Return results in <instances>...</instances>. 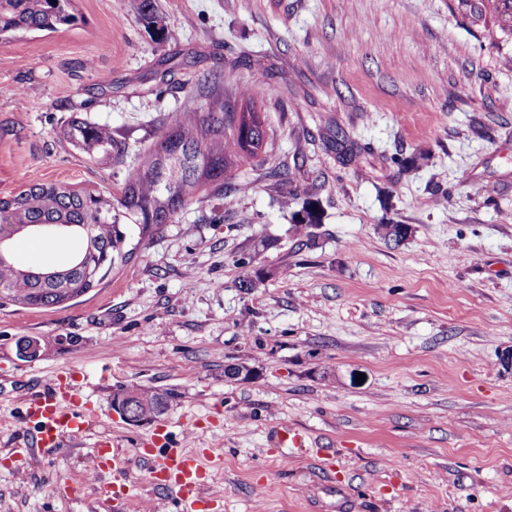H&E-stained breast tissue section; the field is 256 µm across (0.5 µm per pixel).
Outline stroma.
<instances>
[{"label": "stroma", "mask_w": 512, "mask_h": 512, "mask_svg": "<svg viewBox=\"0 0 512 512\" xmlns=\"http://www.w3.org/2000/svg\"><path fill=\"white\" fill-rule=\"evenodd\" d=\"M138 3L74 0L77 26L0 39V197L42 180L117 194L158 123L206 111L197 91L222 73L273 145L231 199L131 231V259L73 305L0 306V455L26 444L24 404L58 369L93 410L78 443L0 468V505L98 512L97 442L165 436L222 454L212 512H512V36L492 0H155L175 42ZM75 121L124 156L72 145ZM81 246L31 237L15 255L62 265ZM247 266L273 275L240 287ZM22 336L48 356L19 360ZM231 363L257 378H225ZM122 388L168 408L128 423ZM284 426L304 448L278 446ZM130 476V512H180L139 463ZM60 479L80 496L55 495ZM133 391L137 394L135 402L136 414L146 423L154 421L160 414L159 406L164 404L165 409L168 407L169 395L167 393L159 392L152 388H141Z\"/></svg>", "instance_id": "obj_1"}]
</instances>
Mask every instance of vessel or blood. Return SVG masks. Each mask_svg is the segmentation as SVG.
<instances>
[{
    "label": "vessel or blood",
    "instance_id": "obj_1",
    "mask_svg": "<svg viewBox=\"0 0 512 512\" xmlns=\"http://www.w3.org/2000/svg\"><path fill=\"white\" fill-rule=\"evenodd\" d=\"M50 386L49 394L32 398L28 404L26 419L31 425L32 441L9 449L7 458L13 470H25L36 453L55 452L64 442L80 439L86 430L90 412L72 374L59 369ZM135 454L146 463L152 484L173 490L186 512H204L203 487L212 473L203 460L210 457V450L167 448L159 452L144 447L136 449ZM126 465V456L120 449L107 442L98 443L93 470L99 479L94 491L106 510L114 504L128 507L138 496V487L128 478Z\"/></svg>",
    "mask_w": 512,
    "mask_h": 512
}]
</instances>
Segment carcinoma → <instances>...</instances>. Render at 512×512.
<instances>
[{
	"mask_svg": "<svg viewBox=\"0 0 512 512\" xmlns=\"http://www.w3.org/2000/svg\"><path fill=\"white\" fill-rule=\"evenodd\" d=\"M81 21L73 0H0V36L18 30L56 32ZM208 111H185L158 127L152 145L128 172L118 197L76 190L63 182L33 181L0 198V233L13 239L38 236L35 224H65L63 238H80L81 250L65 267L45 271L0 262V306L8 301L29 308L65 307L101 284L120 263L129 224L140 234L166 224L199 193L224 194V181L240 162L262 164L271 145L264 113L253 104L224 109L221 81L212 82ZM78 146L99 147L120 156L125 147L106 129L75 122L68 129ZM136 414L149 423L169 395L135 390Z\"/></svg>",
	"mask_w": 512,
	"mask_h": 512,
	"instance_id": "carcinoma-1",
	"label": "carcinoma"
}]
</instances>
